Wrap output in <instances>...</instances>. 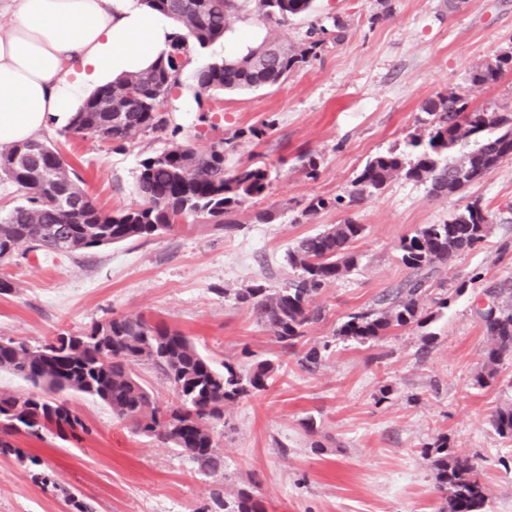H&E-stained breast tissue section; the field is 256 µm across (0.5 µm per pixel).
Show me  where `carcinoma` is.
Wrapping results in <instances>:
<instances>
[{"mask_svg": "<svg viewBox=\"0 0 512 512\" xmlns=\"http://www.w3.org/2000/svg\"><path fill=\"white\" fill-rule=\"evenodd\" d=\"M154 10L171 14L185 23L193 41L176 39L165 58L153 67L129 74L88 97L68 124L82 136L118 144L138 134L164 131L171 122L167 102L178 84L174 55L183 58L203 50L230 30V23L250 14L264 22L282 25L291 18L311 13L313 0H144ZM347 24L331 17V25L309 24L296 44L271 51L264 42L238 57L226 58L196 71L198 92L242 91L277 85L293 71L318 57L327 43L346 37ZM512 70V53L471 68L470 84L482 90ZM430 117L427 136L414 135L409 145L415 158L405 161L395 153L373 157L354 179L348 204L361 202L395 178L428 185L430 193L454 194L512 159V114L467 106L454 93L424 106ZM475 147L463 158L448 151L461 139ZM226 141L197 151L173 144L140 161L139 201L116 211L98 207L80 187L81 178L56 144L39 139L0 147V175L13 182L25 203L0 212V262L22 246L48 252H73L150 238L178 229L185 222L213 225L231 231L240 228L239 207L248 198L263 195L269 185L265 166L224 164ZM487 212L478 202L444 224H426L400 240L402 263L415 278L382 301L380 310L355 312L337 330L339 337L366 343L418 320V300L425 284L424 271L446 263L478 246L488 229ZM364 226L346 219L315 235L299 239L288 252V263L300 274L284 288L272 292L254 284L235 294L238 303L253 310L276 342L286 349L297 346L308 326L318 322L320 309L314 298L357 266L353 243ZM489 346L488 370L512 354V307L492 308L482 314ZM149 365L173 387L176 402L163 405L135 372ZM0 370L28 381L32 389L0 391V454L21 459L22 449L13 438L38 436L55 425L58 431H87L73 414L63 392H80L112 409L133 430L176 449L204 473L218 470L223 458L215 434L227 405L266 389L270 367L259 363L244 368L230 359L216 366L192 339L165 324L150 323L141 316L112 317L79 334H60L39 346L23 340L0 349ZM492 423L502 436L512 437V407L499 409ZM432 466L437 490L448 500L450 512H481L485 491L480 472L468 456L448 455L447 444L435 445ZM225 512H265L262 501L241 491Z\"/></svg>", "mask_w": 512, "mask_h": 512, "instance_id": "obj_1", "label": "carcinoma"}]
</instances>
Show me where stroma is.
Masks as SVG:
<instances>
[{"label":"stroma","mask_w":512,"mask_h":512,"mask_svg":"<svg viewBox=\"0 0 512 512\" xmlns=\"http://www.w3.org/2000/svg\"><path fill=\"white\" fill-rule=\"evenodd\" d=\"M315 0L317 14L343 16L346 38L280 85L196 94L197 68L232 56L241 32L254 43H296L308 21L284 25L250 16L185 68L168 107L177 133L148 132L112 149L67 128L49 138L73 164L92 199L121 210L138 198L140 160L177 142L206 150L234 138L227 166L262 161L271 184L240 207L241 228H182L150 239L72 253L19 251L0 264V338L41 344L79 333L110 317L143 316L181 330L215 362L270 366L267 390L227 406L217 425L224 464L206 474L178 451L135 433L110 408L74 394L70 407L87 432L56 431L16 441L26 461L0 455V512H71L61 487L77 489L92 512H224L223 501L247 490L266 512H449L436 489L431 446L471 457L486 490L482 512H512V439L491 424L512 406V356L478 384L488 339L481 311L512 304V160L452 195L396 179L361 203L348 197L365 163L403 151L426 131L424 105L453 93L470 106L512 111V72L474 90L472 66L512 52V0ZM269 124L266 138L249 129ZM311 153L319 176L295 169ZM332 205L307 213L311 199ZM491 219L481 245L436 264L420 296L418 323L372 344L343 340L348 314L377 308L381 297L412 275L398 244L427 224L450 221L472 201ZM267 211L270 223L257 213ZM352 219L364 225L354 243L358 265L315 297L324 321L305 344L321 348L305 368L236 292L261 283L279 289L296 276L287 253L296 240ZM47 473L56 488L43 486Z\"/></svg>","instance_id":"35a3bbf8"}]
</instances>
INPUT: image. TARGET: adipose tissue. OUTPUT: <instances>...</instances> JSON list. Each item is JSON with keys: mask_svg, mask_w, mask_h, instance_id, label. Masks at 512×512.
Wrapping results in <instances>:
<instances>
[{"mask_svg": "<svg viewBox=\"0 0 512 512\" xmlns=\"http://www.w3.org/2000/svg\"><path fill=\"white\" fill-rule=\"evenodd\" d=\"M0 144L67 125L84 100L154 65L182 23L144 0H0Z\"/></svg>", "mask_w": 512, "mask_h": 512, "instance_id": "obj_1", "label": "adipose tissue"}]
</instances>
